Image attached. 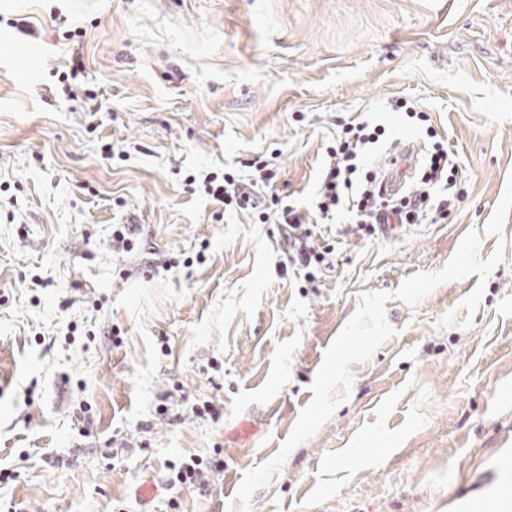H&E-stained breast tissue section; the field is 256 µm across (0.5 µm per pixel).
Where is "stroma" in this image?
<instances>
[{"instance_id": "35a3bbf8", "label": "stroma", "mask_w": 512, "mask_h": 512, "mask_svg": "<svg viewBox=\"0 0 512 512\" xmlns=\"http://www.w3.org/2000/svg\"><path fill=\"white\" fill-rule=\"evenodd\" d=\"M352 120L384 125L379 167L391 143L443 141L459 200L390 237L318 224L335 264L315 281L285 269L277 225L185 186L274 153L273 194L305 203ZM511 177L512 0H0V512H229L360 295L440 270L471 231L502 262L387 301L393 335L252 512L492 497L512 452V215L486 225ZM128 220L170 270L113 253ZM217 448L206 492L168 488L170 464Z\"/></svg>"}]
</instances>
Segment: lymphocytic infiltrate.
Returning a JSON list of instances; mask_svg holds the SVG:
<instances>
[{"label": "lymphocytic infiltrate", "mask_w": 512, "mask_h": 512, "mask_svg": "<svg viewBox=\"0 0 512 512\" xmlns=\"http://www.w3.org/2000/svg\"><path fill=\"white\" fill-rule=\"evenodd\" d=\"M384 131L368 122L345 123L333 146L314 198L307 206L268 197L267 189L277 175L264 156L249 160L248 174L209 172L203 178L206 194L230 210H251L261 223L279 224L284 252L292 265L302 270L327 267L328 248L319 246L310 227L311 216L334 220L345 216L358 232L374 235L381 225L422 224L431 215L447 211L455 200L454 182L448 172L454 164L442 143H434L419 177L401 191L383 195L380 188L365 184L374 170L372 147Z\"/></svg>", "instance_id": "obj_1"}]
</instances>
